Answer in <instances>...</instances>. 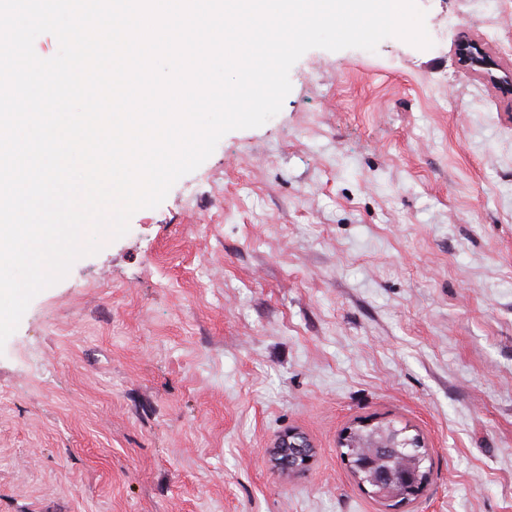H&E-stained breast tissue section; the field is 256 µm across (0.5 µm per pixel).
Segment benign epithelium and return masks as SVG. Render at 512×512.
<instances>
[{
	"mask_svg": "<svg viewBox=\"0 0 512 512\" xmlns=\"http://www.w3.org/2000/svg\"><path fill=\"white\" fill-rule=\"evenodd\" d=\"M454 55L459 68L490 84L512 106L511 62L501 61L481 38L469 35L455 45ZM397 448L391 440H375L356 462L350 464L360 484H368L376 497L386 503L417 497L426 487V481L420 478L422 454L407 456L393 466L386 465L397 453ZM311 457L312 448L307 439L295 431L282 436L271 449L273 464L288 474L305 470Z\"/></svg>",
	"mask_w": 512,
	"mask_h": 512,
	"instance_id": "benign-epithelium-1",
	"label": "benign epithelium"
}]
</instances>
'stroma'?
Listing matches in <instances>:
<instances>
[{
	"mask_svg": "<svg viewBox=\"0 0 512 512\" xmlns=\"http://www.w3.org/2000/svg\"><path fill=\"white\" fill-rule=\"evenodd\" d=\"M433 45L305 52L0 349V512H388L338 447L423 436L403 512H512V111L458 68L512 62V0H416ZM291 431L313 458L276 472ZM459 68L490 84L512 107V63L498 59L477 36H464L454 47Z\"/></svg>",
	"mask_w": 512,
	"mask_h": 512,
	"instance_id": "stroma-1",
	"label": "stroma"
}]
</instances>
